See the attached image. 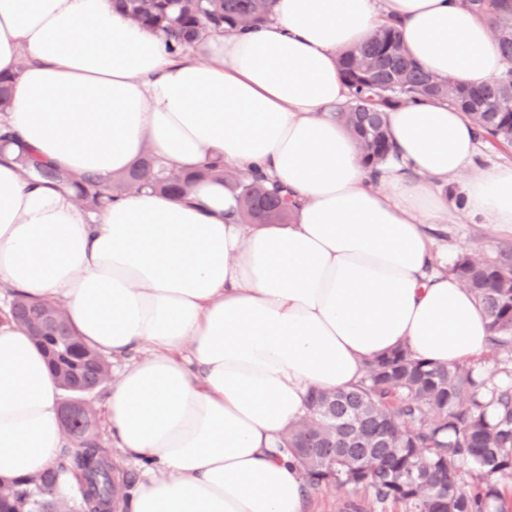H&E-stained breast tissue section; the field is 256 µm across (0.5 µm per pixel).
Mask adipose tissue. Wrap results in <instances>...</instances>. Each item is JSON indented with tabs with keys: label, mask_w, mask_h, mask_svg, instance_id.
I'll use <instances>...</instances> for the list:
<instances>
[{
	"label": "adipose tissue",
	"mask_w": 512,
	"mask_h": 512,
	"mask_svg": "<svg viewBox=\"0 0 512 512\" xmlns=\"http://www.w3.org/2000/svg\"><path fill=\"white\" fill-rule=\"evenodd\" d=\"M395 24L426 71L476 86L503 58L461 0H276L247 30L171 50L112 0H0V127L72 177L108 180L144 153L193 172L274 182L286 224H245L219 181L145 189L85 211L68 187L0 151V286L61 303L82 338L123 360L107 402L117 448L145 462L126 512H300L277 447L315 389L347 390L405 346L452 365L487 346L475 299L422 227L463 211L512 228V163L480 167L463 112L388 111L397 159L372 174L334 113L342 51ZM60 389L25 329L0 320V477L54 466Z\"/></svg>",
	"instance_id": "obj_1"
}]
</instances>
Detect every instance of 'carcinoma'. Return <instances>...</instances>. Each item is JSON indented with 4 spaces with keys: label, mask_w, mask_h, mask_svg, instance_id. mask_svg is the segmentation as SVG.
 <instances>
[{
    "label": "carcinoma",
    "mask_w": 512,
    "mask_h": 512,
    "mask_svg": "<svg viewBox=\"0 0 512 512\" xmlns=\"http://www.w3.org/2000/svg\"><path fill=\"white\" fill-rule=\"evenodd\" d=\"M116 8L148 29L162 31L180 47L207 28L230 29L262 22L273 0H113ZM489 24L506 61L503 75L479 86H463L423 70L391 27L374 30L359 46L342 53L340 74L349 99L337 113L352 132L364 163L375 165L392 149L386 109L436 97L458 109L481 130L483 139L512 146V0H461ZM17 163L26 176L66 182L75 198L94 212L114 195L151 186L179 195L198 178L157 167L146 157L108 182L93 175L78 180L28 153ZM206 174L238 191L249 224L288 219V198L246 174L215 163ZM448 271L468 288L489 321L488 344L512 351V253L493 260L457 255ZM15 319L27 326L35 345L49 356L50 373L71 398L109 377L111 363L78 336L60 304L15 294ZM82 350L71 361L59 354V337ZM72 445L52 468L29 477L0 478V512H112L116 484L103 450L91 434L90 418L71 432ZM284 448L311 488L352 486L367 491L369 505L350 502V512H512L501 481L512 479V386L488 388L474 367L445 366L396 349L367 363L366 375L349 391H314L308 412L292 425ZM76 476L81 498L69 503L58 494L59 477Z\"/></svg>",
    "instance_id": "obj_1"
}]
</instances>
